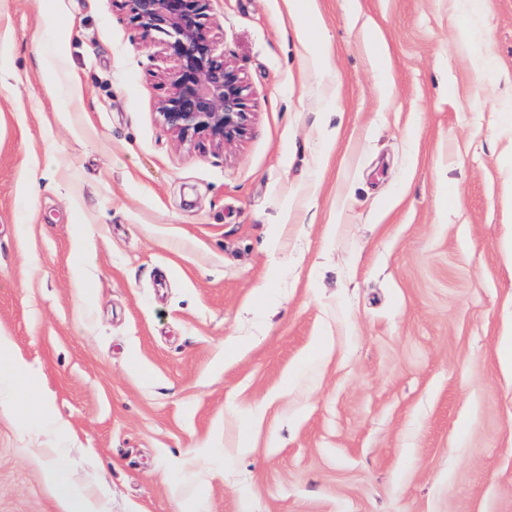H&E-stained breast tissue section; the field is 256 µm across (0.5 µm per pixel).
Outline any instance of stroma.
Listing matches in <instances>:
<instances>
[{
	"mask_svg": "<svg viewBox=\"0 0 512 512\" xmlns=\"http://www.w3.org/2000/svg\"><path fill=\"white\" fill-rule=\"evenodd\" d=\"M211 22L221 148L116 0H0V512H61L53 453L108 512H512V0Z\"/></svg>",
	"mask_w": 512,
	"mask_h": 512,
	"instance_id": "1",
	"label": "stroma"
}]
</instances>
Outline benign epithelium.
<instances>
[{"label": "benign epithelium", "mask_w": 512, "mask_h": 512, "mask_svg": "<svg viewBox=\"0 0 512 512\" xmlns=\"http://www.w3.org/2000/svg\"><path fill=\"white\" fill-rule=\"evenodd\" d=\"M145 39L160 38L174 63L159 98L161 125L190 144L224 146L245 136L249 97L238 71L218 53L210 23L212 0H118Z\"/></svg>", "instance_id": "obj_1"}]
</instances>
